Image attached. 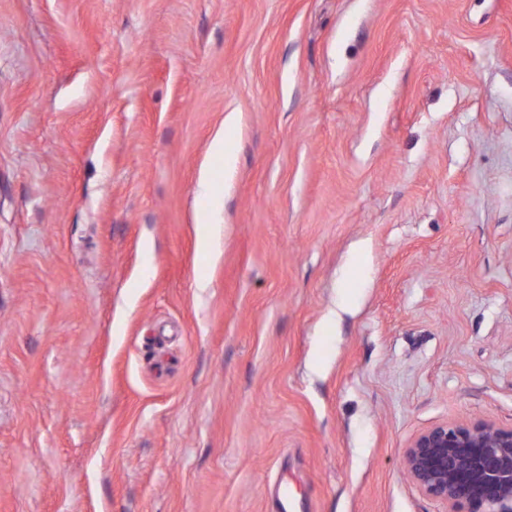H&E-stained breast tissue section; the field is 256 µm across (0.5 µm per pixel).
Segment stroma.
I'll use <instances>...</instances> for the list:
<instances>
[{
	"label": "stroma",
	"instance_id": "35a3bbf8",
	"mask_svg": "<svg viewBox=\"0 0 512 512\" xmlns=\"http://www.w3.org/2000/svg\"><path fill=\"white\" fill-rule=\"evenodd\" d=\"M446 422L512 427V0H0V512H446Z\"/></svg>",
	"mask_w": 512,
	"mask_h": 512
}]
</instances>
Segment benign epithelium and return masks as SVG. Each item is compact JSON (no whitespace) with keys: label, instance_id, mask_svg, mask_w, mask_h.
<instances>
[{"label":"benign epithelium","instance_id":"benign-epithelium-1","mask_svg":"<svg viewBox=\"0 0 512 512\" xmlns=\"http://www.w3.org/2000/svg\"><path fill=\"white\" fill-rule=\"evenodd\" d=\"M403 466L448 512H512V428L435 425L411 441Z\"/></svg>","mask_w":512,"mask_h":512}]
</instances>
